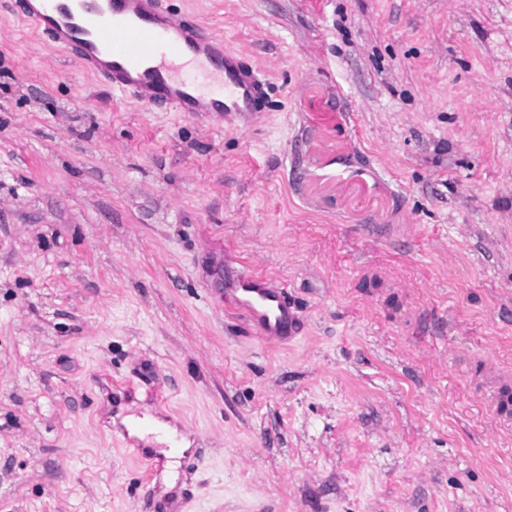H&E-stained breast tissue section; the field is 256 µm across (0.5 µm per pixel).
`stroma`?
<instances>
[{"label":"stroma","instance_id":"35a3bbf8","mask_svg":"<svg viewBox=\"0 0 512 512\" xmlns=\"http://www.w3.org/2000/svg\"><path fill=\"white\" fill-rule=\"evenodd\" d=\"M162 4L266 81L247 130L0 0V512H512V0ZM243 296L237 303L245 311L250 322L261 333L271 338H280L287 326H291L295 315L285 304L282 288H266L260 277L246 272L240 280Z\"/></svg>","mask_w":512,"mask_h":512}]
</instances>
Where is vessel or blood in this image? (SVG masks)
I'll return each mask as SVG.
<instances>
[{
  "label": "vessel or blood",
  "instance_id": "vessel-or-blood-1",
  "mask_svg": "<svg viewBox=\"0 0 512 512\" xmlns=\"http://www.w3.org/2000/svg\"><path fill=\"white\" fill-rule=\"evenodd\" d=\"M23 22L51 41L85 72L113 92L174 112H219L225 124L243 130L260 111L266 85L255 68L224 44L221 35L196 20L178 17L162 0H14ZM209 64L221 95L207 98L180 76L183 63ZM239 306L261 333L281 337L295 319L284 291L265 287L247 272Z\"/></svg>",
  "mask_w": 512,
  "mask_h": 512
}]
</instances>
